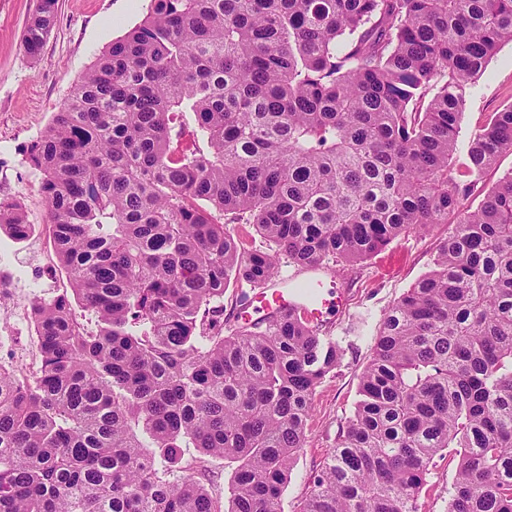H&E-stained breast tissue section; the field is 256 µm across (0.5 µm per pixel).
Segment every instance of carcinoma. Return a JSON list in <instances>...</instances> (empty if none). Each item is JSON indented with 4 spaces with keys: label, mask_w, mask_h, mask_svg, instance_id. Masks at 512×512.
Masks as SVG:
<instances>
[{
    "label": "carcinoma",
    "mask_w": 512,
    "mask_h": 512,
    "mask_svg": "<svg viewBox=\"0 0 512 512\" xmlns=\"http://www.w3.org/2000/svg\"><path fill=\"white\" fill-rule=\"evenodd\" d=\"M505 42L512 0H149L29 154L70 289L34 301L40 373L0 372V512H282L341 350L295 312L224 323L226 288L435 224L299 512H418L449 448L448 512H512V172L466 203L512 154V104L458 147ZM35 228L0 198L1 231ZM512 170V154H504L498 161L497 165L493 168L489 169L483 176L482 182L479 184L477 190L470 196L468 203L473 205L474 207L479 203L482 199L481 191H485L486 189L492 187L500 177H502L505 173L510 172Z\"/></svg>",
    "instance_id": "cac0c4a2"
}]
</instances>
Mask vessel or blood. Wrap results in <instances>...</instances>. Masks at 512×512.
<instances>
[{"instance_id": "b4317fda", "label": "vessel or blood", "mask_w": 512, "mask_h": 512, "mask_svg": "<svg viewBox=\"0 0 512 512\" xmlns=\"http://www.w3.org/2000/svg\"><path fill=\"white\" fill-rule=\"evenodd\" d=\"M308 287L319 291V300H311L301 293L294 278L288 276L277 277L265 285L254 288L251 301L253 306L250 311L241 315L242 321H250L253 316L284 315L291 311H298L306 315L313 326H320L325 312L334 303V298L324 296V279L321 273H313L306 279Z\"/></svg>"}]
</instances>
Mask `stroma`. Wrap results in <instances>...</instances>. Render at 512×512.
<instances>
[{
  "label": "stroma",
  "instance_id": "obj_1",
  "mask_svg": "<svg viewBox=\"0 0 512 512\" xmlns=\"http://www.w3.org/2000/svg\"><path fill=\"white\" fill-rule=\"evenodd\" d=\"M35 0H0V195L20 199L30 223H42V175L28 154L66 104L70 92L99 55L138 24L148 0H57L56 24L39 58H30L22 37ZM512 104V43L502 45L477 79L460 121L466 145L485 117ZM444 224L400 236L365 262L334 274L331 288L343 293L340 309L320 328L342 350L341 362L317 386L306 439L282 500L298 512L312 477L333 448L358 398L359 375L368 361L385 313L427 273ZM454 462L439 459L419 499V512H446Z\"/></svg>",
  "mask_w": 512,
  "mask_h": 512
}]
</instances>
